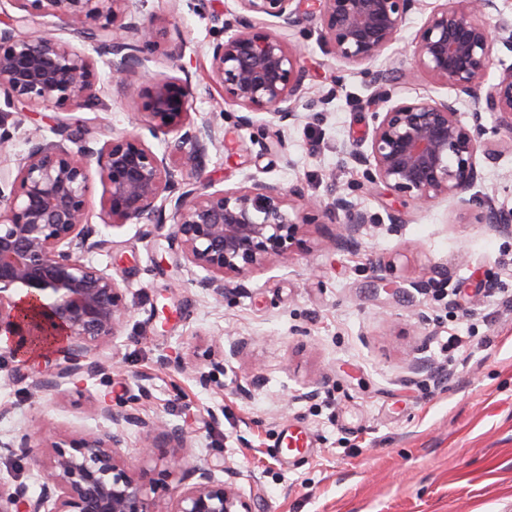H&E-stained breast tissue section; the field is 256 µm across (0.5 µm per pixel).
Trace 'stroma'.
<instances>
[{
  "label": "stroma",
  "mask_w": 512,
  "mask_h": 512,
  "mask_svg": "<svg viewBox=\"0 0 512 512\" xmlns=\"http://www.w3.org/2000/svg\"><path fill=\"white\" fill-rule=\"evenodd\" d=\"M437 3L424 0L375 70L410 68L415 33ZM128 6L154 19L160 32L148 70L190 81L192 118L220 130L202 168L213 189L241 187L253 177L326 203L360 177L346 150L372 126L359 107L373 91L371 75L336 61L317 16L304 15L287 33L307 69L302 120L282 129L261 114L243 128L239 107L225 102L211 79L209 55L222 36L211 15L235 10V0ZM19 15L14 0H0V20L18 19L17 34L49 31L78 50L92 49L51 14L24 22ZM176 28L185 37L181 49L167 36ZM97 67L101 109L14 113L20 128L0 157L25 156V130L49 128L54 119L79 123L100 143L133 130L163 152V136L132 121L141 99L111 82L105 60ZM276 129L282 143L273 147L269 133ZM357 201L380 221L362 228L355 245H331L337 224L305 225L302 250L287 262L256 266L234 297L218 304L198 286L204 271L176 267L169 229L106 226L102 185L94 183L86 220L107 245L89 258L123 288L129 316L103 372L36 396L31 387L55 358L27 360L0 343V438L24 430L35 444L27 456L0 458V482L37 491L51 453L44 424L60 435L104 428L94 402L108 392L113 405L181 430L184 467L206 464L213 449H223L254 512H512V234L481 220L490 205L512 217V154L483 165L481 181L462 202L422 208L382 186ZM390 213L403 217L399 230L386 224ZM455 335L467 337V345L446 348ZM240 340L239 353L223 354V345ZM219 358L224 366L213 370ZM204 372L210 384L200 383ZM249 372L254 387L242 398L236 386ZM290 430L307 433L314 445L296 465L270 450Z\"/></svg>",
  "instance_id": "1"
}]
</instances>
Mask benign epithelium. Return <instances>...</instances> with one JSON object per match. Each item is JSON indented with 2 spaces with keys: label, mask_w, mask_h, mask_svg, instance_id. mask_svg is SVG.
<instances>
[{
  "label": "benign epithelium",
  "mask_w": 512,
  "mask_h": 512,
  "mask_svg": "<svg viewBox=\"0 0 512 512\" xmlns=\"http://www.w3.org/2000/svg\"><path fill=\"white\" fill-rule=\"evenodd\" d=\"M26 15L50 13L108 57L113 79L144 97V117L153 134L171 136L162 154L138 134L120 133L95 148L61 121L53 133L78 145L73 151L45 139L42 128L27 133L31 147L12 165L0 160V340L18 349L39 343L62 363L34 383L35 391L84 383L100 371L128 315L122 288L104 269L84 260L103 248L86 222L92 172L104 188L109 225L172 219L171 236L182 258L207 272L201 287L218 303L234 294L228 279H244L261 261H288L301 228L321 218L340 217L335 247L356 243L359 231L377 223L355 193L382 184L420 207L442 199L464 200L482 179L479 158L497 159L498 146L485 139L482 113L512 134V64L494 55L499 45L512 53V26L494 28L487 19L501 13L499 0H455L432 9L415 33L412 70L449 87L444 98L395 100L388 79L374 75L377 89L364 104L371 112L368 148L349 152L362 168L355 192L325 204L298 189L253 180L246 187L209 191L186 178L216 143L212 123L191 119L190 83L132 78L146 74L145 62L158 29L133 14L128 0H16ZM229 17L216 13L224 39L210 46L211 76L224 97L244 110L242 126L266 113L279 123L297 121V97L305 80L301 54L282 32L299 23L303 5L319 13L321 36L345 66L374 63L392 45L421 0H235ZM260 16L271 29L257 28ZM498 76L487 83L492 67ZM100 76L94 58L50 32L20 36L16 26L0 28V147L11 110L37 113L71 105L100 107ZM471 121L461 119L462 110ZM171 214H166V210ZM33 305L29 314L24 303ZM96 413L109 427L52 442V457L40 470V490L0 484V512H159V480L133 472L122 448L127 432L142 440V455L156 456L166 438L186 436L157 417L122 410L112 399L97 401ZM33 438L18 433L0 439V455L22 456ZM218 480L198 466L179 479L169 512H253L235 486L234 471Z\"/></svg>",
  "instance_id": "benign-epithelium-1"
}]
</instances>
